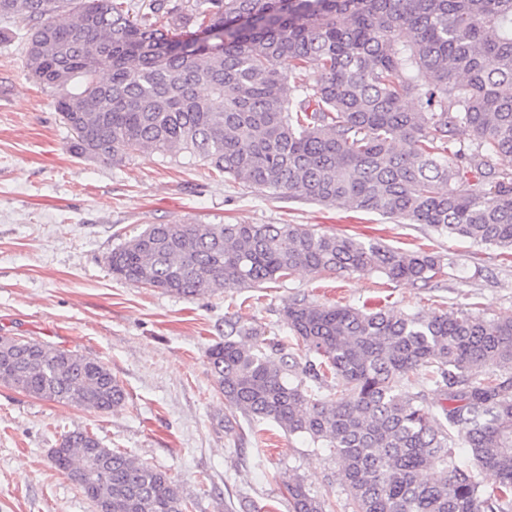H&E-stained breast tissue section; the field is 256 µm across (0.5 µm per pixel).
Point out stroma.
I'll use <instances>...</instances> for the list:
<instances>
[{
	"mask_svg": "<svg viewBox=\"0 0 512 512\" xmlns=\"http://www.w3.org/2000/svg\"><path fill=\"white\" fill-rule=\"evenodd\" d=\"M0 41V336L22 337L105 362L125 391L106 413L37 398L0 384V512H96L50 460L65 432L88 429L104 445L165 472L186 512H291L284 483L298 477L332 512H352L329 449L250 421L217 391L206 352L240 315L265 338L287 339L289 300L367 310L470 311L512 315V262L495 246L439 235L375 213L279 200L225 181L202 163L151 152L119 163L73 153L54 106L57 90L36 84L22 53L24 24ZM302 224L361 234L404 251H436L429 284L377 272H293L264 288L188 299L109 275L112 248L149 225Z\"/></svg>",
	"mask_w": 512,
	"mask_h": 512,
	"instance_id": "obj_1",
	"label": "stroma"
}]
</instances>
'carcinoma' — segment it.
Returning <instances> with one entry per match:
<instances>
[{"label":"carcinoma","mask_w":512,"mask_h":512,"mask_svg":"<svg viewBox=\"0 0 512 512\" xmlns=\"http://www.w3.org/2000/svg\"><path fill=\"white\" fill-rule=\"evenodd\" d=\"M16 17L77 155H183L277 198L512 251V172L495 167L512 154V0H0V20ZM473 172L494 177L489 191L459 188ZM107 266L183 298L298 268L425 284L442 270L434 251L301 224L176 221L116 246ZM281 316L304 365L237 317L208 350L211 375L231 409L331 449L352 512H512V316L304 298ZM333 380L339 394L322 396ZM0 382L97 413L125 400L103 361L20 338L0 337ZM429 383L448 400L437 416L413 392ZM459 440L497 484L459 462ZM50 458L98 509L183 512L165 472L87 429ZM285 487L292 512H327L299 479Z\"/></svg>","instance_id":"carcinoma-1"}]
</instances>
